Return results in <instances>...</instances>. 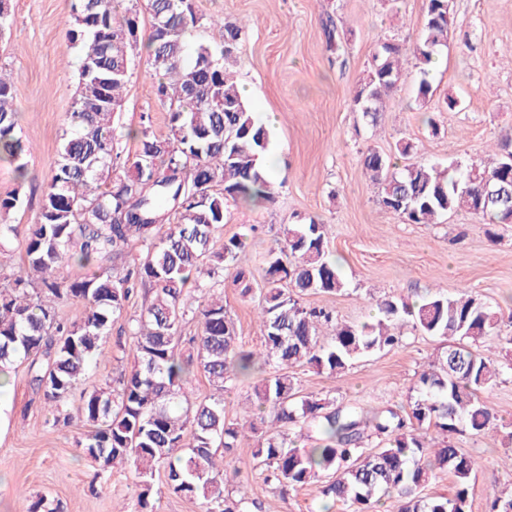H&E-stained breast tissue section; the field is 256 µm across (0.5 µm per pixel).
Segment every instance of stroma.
Returning <instances> with one entry per match:
<instances>
[{
	"label": "stroma",
	"mask_w": 512,
	"mask_h": 512,
	"mask_svg": "<svg viewBox=\"0 0 512 512\" xmlns=\"http://www.w3.org/2000/svg\"><path fill=\"white\" fill-rule=\"evenodd\" d=\"M201 18L191 43L223 44L226 28L241 37L224 66L244 89L258 122L269 131L264 153L274 200L230 205L224 238L244 236L240 267L261 277L268 252L289 224L325 225L328 249L346 283L338 294L310 292L301 302L332 311L342 323L369 320L375 303L391 295L412 300L435 291L469 289L502 314L512 313V224H499L489 240L487 224L458 212L438 224H409L380 202V190L365 175L368 152H396L402 141L415 146L411 161L468 162L485 155L489 144L512 134V0H452L454 30L438 55L429 80L433 95L416 97L414 79L402 81L387 99L377 125L352 108L353 92L365 77L378 39L413 48L424 21V0H195ZM10 23L0 34V68L12 76L19 112L16 134L30 147L25 183L13 164L0 160V198L19 192L10 223L27 227L39 208L41 190L57 160L59 137L67 126L80 56L66 35L70 0H10ZM337 31L338 51H330L324 23ZM457 98L449 108V98ZM148 126L168 133V106L156 94V80L143 57H136L116 115L124 152L134 151L132 134ZM224 307L239 341L260 346L256 301L242 296L232 272L224 274ZM131 339L114 323L104 357L84 388L117 380L128 372L125 351ZM437 339L405 329L400 347L368 355L345 372L328 374L293 368L302 393L357 404L366 410L408 411L420 374L439 354ZM480 350L504 372L480 397L495 413L494 429L454 436L479 466L471 512H487L489 493L512 488V446L502 441L512 425V346L488 338ZM0 512H26L31 496L46 495L57 512H138L133 471L98 473L81 442L80 421L53 426L41 393L26 366L11 370L0 388ZM253 444L239 441L224 459L242 469L224 492L245 485L262 512H322L320 484L284 488L265 481L251 465Z\"/></svg>",
	"instance_id": "35a3bbf8"
}]
</instances>
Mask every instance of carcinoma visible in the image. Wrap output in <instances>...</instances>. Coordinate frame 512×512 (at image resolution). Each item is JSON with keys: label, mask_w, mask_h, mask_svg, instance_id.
I'll return each instance as SVG.
<instances>
[{"label": "carcinoma", "mask_w": 512, "mask_h": 512, "mask_svg": "<svg viewBox=\"0 0 512 512\" xmlns=\"http://www.w3.org/2000/svg\"><path fill=\"white\" fill-rule=\"evenodd\" d=\"M142 11L150 17L143 36ZM200 21L194 0H74L65 25L82 64L21 263L0 273L6 281L0 288V374L26 365L53 424L67 425L71 400L102 355L103 339L114 322L126 319L129 373L115 386L81 392L89 426L81 446L102 470L124 465L134 471L141 512H154L150 498L161 470L165 488L196 500L199 512L259 509L243 494L224 495V454L246 435L265 479L292 488L324 479L322 494L343 512H468L477 463L451 437L490 429L493 412L479 393L500 371L475 346L492 336L512 345V334L501 333L502 314L469 290L418 302L389 296L377 302L372 320L334 323L325 344L321 326L333 323L332 314L308 309L300 299L308 292L337 294L345 282L328 257L325 225L312 221L288 225L260 284L236 272L242 295L258 302L262 332L260 349H242L224 298L212 293L224 287V271L245 247L240 237L221 236L227 207L273 199L263 164L269 132L224 68L240 28H227L221 47L197 44L186 61L189 36ZM453 22L448 0H425L412 52L379 41L355 91L354 111L377 123L385 98L409 75L418 78L417 96L428 100L433 89L427 75L448 45ZM142 48L157 94L168 104L170 135L141 129L136 150L117 165L112 123ZM17 117L13 84L0 69V159L17 161L29 151L15 134ZM363 168L379 185L381 204L409 224H437L463 208L489 224L512 218V137L501 138L495 159L466 169L426 162L398 168L377 152L365 156ZM18 202L17 192L0 199L1 247L19 236L18 225L6 222ZM132 242L142 255L134 268L121 271L117 261ZM194 272L204 294L196 307L185 298ZM142 287L151 290V299L140 313L124 317ZM72 298L85 304L79 322L58 313ZM190 317L198 323L190 338L195 356L179 349ZM408 326L439 339L443 350L421 374L419 395L404 416L302 395L288 372L306 364L340 373L363 356L400 346ZM258 364L273 372L254 387L257 416L227 418L225 384L252 375ZM195 368L213 389L200 402L187 390ZM314 433L319 445L299 446ZM373 437L378 445L370 448ZM438 470L453 478L449 496L424 493Z\"/></svg>", "instance_id": "1"}]
</instances>
